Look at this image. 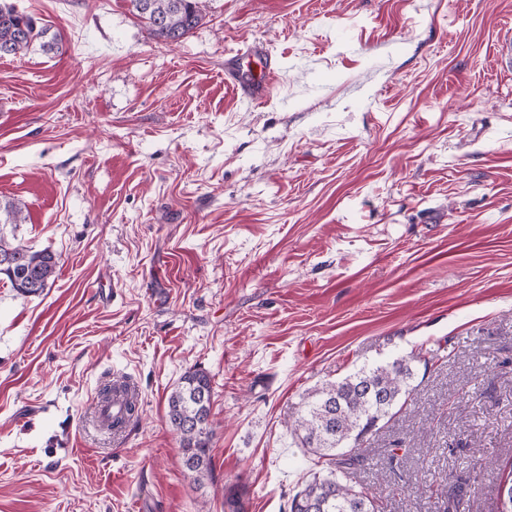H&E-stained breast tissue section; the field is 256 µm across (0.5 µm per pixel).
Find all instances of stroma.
Returning <instances> with one entry per match:
<instances>
[{
  "instance_id": "35a3bbf8",
  "label": "stroma",
  "mask_w": 512,
  "mask_h": 512,
  "mask_svg": "<svg viewBox=\"0 0 512 512\" xmlns=\"http://www.w3.org/2000/svg\"><path fill=\"white\" fill-rule=\"evenodd\" d=\"M62 44L0 58V199L59 258L0 276V512H289L306 390L441 343L354 468L382 512H498L512 478V0H204L176 43L126 0H13ZM279 58L246 107L224 61ZM213 383V473L167 397ZM127 376L121 439L89 423ZM398 449L396 466L386 464Z\"/></svg>"
}]
</instances>
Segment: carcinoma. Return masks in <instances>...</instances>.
<instances>
[{
	"mask_svg": "<svg viewBox=\"0 0 512 512\" xmlns=\"http://www.w3.org/2000/svg\"><path fill=\"white\" fill-rule=\"evenodd\" d=\"M132 13L149 28L154 38L178 42L203 19V0H128ZM50 28L20 12L11 3H0V57L17 56L34 44L45 52L60 49L61 40ZM24 221L23 206L0 202V274L25 296H39L54 283L57 255L7 239L4 226ZM445 348H422L407 358L363 367L338 382L308 390L287 427L300 447L318 460L312 478L291 499L289 512H377L373 487L353 480L360 451L408 392L413 376L411 362L444 364ZM213 399L211 377L189 369L180 377L167 400V417L180 439L182 465L199 481L212 471L210 416ZM243 492L235 485L224 494L227 512H243Z\"/></svg>",
	"mask_w": 512,
	"mask_h": 512,
	"instance_id": "cac0c4a2",
	"label": "carcinoma"
}]
</instances>
